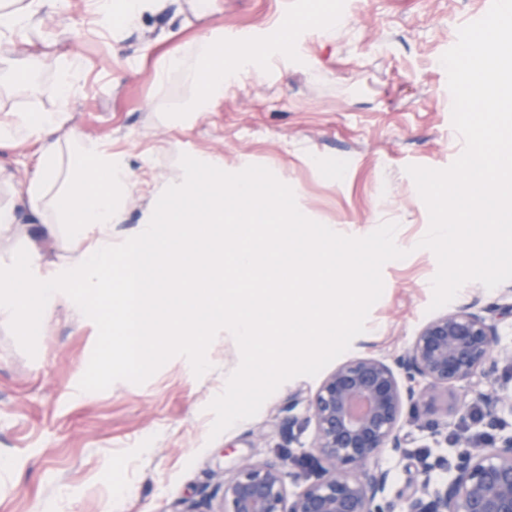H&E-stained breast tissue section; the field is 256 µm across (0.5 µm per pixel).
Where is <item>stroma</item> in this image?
Returning a JSON list of instances; mask_svg holds the SVG:
<instances>
[{"instance_id": "35a3bbf8", "label": "stroma", "mask_w": 512, "mask_h": 512, "mask_svg": "<svg viewBox=\"0 0 512 512\" xmlns=\"http://www.w3.org/2000/svg\"><path fill=\"white\" fill-rule=\"evenodd\" d=\"M312 2L214 0L203 15L196 0H172L117 37L88 27L81 4L42 15L28 38L7 46L15 59L37 62L25 83L0 86V114L58 111L42 88L63 60L82 61L69 126L109 144L136 176L112 227L120 248L154 210L156 191L199 154L227 172L269 168L308 218L339 234L397 223L408 255L384 265L383 294L347 352L390 363L429 320L438 270L419 245L429 215L405 168L448 167L464 148L447 74L432 61L489 0H341L330 34L302 25ZM203 34L232 49L253 40L273 50L260 77L240 76L206 111L190 112L194 88L168 59ZM71 255L64 235L24 211L0 233V278L21 257L44 272ZM96 338L94 322L63 293L27 328L0 316V512H219L225 475L246 459L284 460L289 493L304 487L308 401L320 377L287 381L257 416L213 439L208 405L240 361L229 332L209 347L202 377L177 356L143 384L82 392Z\"/></svg>"}]
</instances>
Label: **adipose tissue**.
I'll list each match as a JSON object with an SVG mask.
<instances>
[{
	"mask_svg": "<svg viewBox=\"0 0 512 512\" xmlns=\"http://www.w3.org/2000/svg\"><path fill=\"white\" fill-rule=\"evenodd\" d=\"M166 0H88L95 23L112 28L135 26L147 13L161 11ZM62 0H0V42L7 44L18 37L28 36L42 13L60 8ZM261 44H244L234 58H227L223 40H208L205 44L186 42L183 54L169 60L170 67L186 68L187 78L196 89L193 103L201 104L224 91V84L239 72H256L257 61L263 55ZM82 62L68 60L49 92L61 104L54 113L9 112L0 115V149L32 146L36 149V174L28 183L14 182L11 173L0 165V184L10 191L8 203L0 204V231L18 223L20 212L27 211L49 233L65 232L73 253L74 280L86 291L103 288L101 272L112 262V227L123 220V204L134 184V175L111 149L96 139L64 132L68 119L63 108L74 97ZM212 182L210 221H224V196L233 194L249 202L229 236L238 240L230 259L240 269L252 267L255 253L246 247L256 230L273 223L275 213L268 198L255 194L253 180L242 177L225 182L220 166L203 161L188 162L181 178L163 192L162 205L140 224L133 245L124 250V274L110 304L113 320L128 333L136 336L153 335L155 344H163L167 327H154L141 310L150 294L149 272L152 262L145 257L146 246L155 240L157 225L172 227L174 239L200 236V225L191 223L179 206L200 180ZM194 281L186 295L168 310L170 321H189L203 305V299L219 288L211 265L194 263ZM66 281L60 272L25 275L21 286L23 297L1 308L15 323L28 321L34 308L50 311L54 296ZM224 306L232 312L230 325L244 351L252 359L277 365L284 361L285 350L271 351L270 338L259 323L256 312L235 298H226Z\"/></svg>",
	"mask_w": 512,
	"mask_h": 512,
	"instance_id": "1",
	"label": "adipose tissue"
}]
</instances>
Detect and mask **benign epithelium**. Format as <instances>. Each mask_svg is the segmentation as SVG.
<instances>
[{"label": "benign epithelium", "mask_w": 512, "mask_h": 512, "mask_svg": "<svg viewBox=\"0 0 512 512\" xmlns=\"http://www.w3.org/2000/svg\"><path fill=\"white\" fill-rule=\"evenodd\" d=\"M509 312L512 304L498 303L483 314L451 310L426 322L391 364L363 356L336 365L309 400L313 479L291 496L281 462L244 461L224 479L222 512H393L390 472L376 459L408 456L405 411L425 416L435 394L452 388L473 395L490 439L476 446L461 424L445 436L432 426L431 436L457 451L426 463L401 493L404 512H512V432L501 418L512 415V342H502L493 322ZM439 466L448 481L432 479Z\"/></svg>", "instance_id": "benign-epithelium-1"}]
</instances>
